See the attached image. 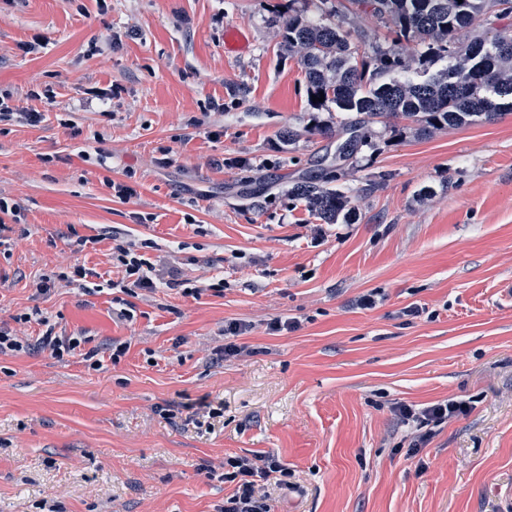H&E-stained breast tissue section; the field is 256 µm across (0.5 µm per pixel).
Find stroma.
Masks as SVG:
<instances>
[{
    "label": "stroma",
    "instance_id": "obj_1",
    "mask_svg": "<svg viewBox=\"0 0 512 512\" xmlns=\"http://www.w3.org/2000/svg\"><path fill=\"white\" fill-rule=\"evenodd\" d=\"M287 6L318 3L0 0V89L20 112L55 95L40 124L0 123V196L21 208L0 327L81 340L61 358L0 353V512H220L225 458L262 451L290 472L274 512H512V113L430 137L373 124L339 182L358 223H322L288 189L330 166L316 126L337 111L313 108L281 43ZM233 26L251 39L238 57ZM78 236L99 242L77 254ZM117 239L205 292H139L128 319L116 289L34 296L77 262L121 279ZM34 308L49 325L17 322ZM276 318L299 326L270 333ZM231 322L253 355H224ZM448 398L472 412L407 454L391 405ZM250 50V41L244 28H230L224 35V54L238 56Z\"/></svg>",
    "mask_w": 512,
    "mask_h": 512
}]
</instances>
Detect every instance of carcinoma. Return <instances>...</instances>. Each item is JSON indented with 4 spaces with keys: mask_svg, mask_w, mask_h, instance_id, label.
Listing matches in <instances>:
<instances>
[{
    "mask_svg": "<svg viewBox=\"0 0 512 512\" xmlns=\"http://www.w3.org/2000/svg\"><path fill=\"white\" fill-rule=\"evenodd\" d=\"M393 34V46L369 43L368 59L357 61L350 33L336 11L308 19L301 13L282 21L285 48L298 54L307 89L324 96L319 106L332 104L355 113L320 128L336 138V161L347 162L371 146L369 124L391 116L419 124L421 136L458 128L477 118L490 121L512 112V35L497 34L487 43L478 36L459 41L462 32H474L512 14V0H354ZM420 50L411 58L403 43ZM452 58L455 63L423 81L391 77L430 61ZM342 167L328 171L321 183L301 181L288 196L304 201L308 211L325 224H355L360 211L352 196L331 187Z\"/></svg>",
    "mask_w": 512,
    "mask_h": 512,
    "instance_id": "cac0c4a2",
    "label": "carcinoma"
}]
</instances>
